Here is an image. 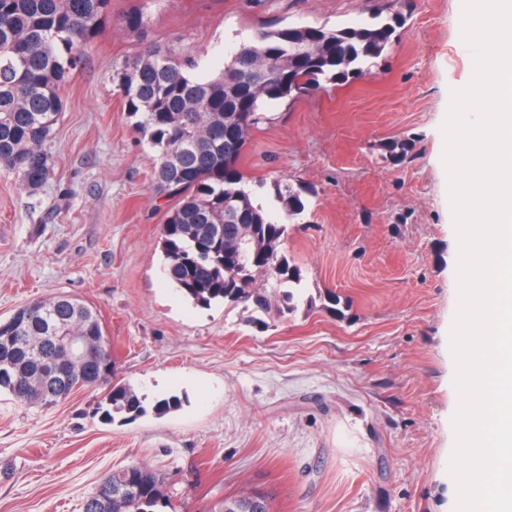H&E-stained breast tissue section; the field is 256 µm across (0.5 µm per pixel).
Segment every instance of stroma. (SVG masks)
<instances>
[{
  "instance_id": "35a3bbf8",
  "label": "stroma",
  "mask_w": 512,
  "mask_h": 512,
  "mask_svg": "<svg viewBox=\"0 0 512 512\" xmlns=\"http://www.w3.org/2000/svg\"><path fill=\"white\" fill-rule=\"evenodd\" d=\"M366 7L112 0L60 89L47 182L26 189L0 166V321L54 295L91 305L115 381L150 404L184 402L107 423L98 389L44 407L0 392V512H82L104 476L132 463L160 475L171 512H209L249 488L268 493L272 512H453L457 283L440 126L451 89L471 78L462 0H405L406 25L378 66L268 107L242 168L254 201L288 223L280 250L305 298L263 329L252 308L202 307L165 280L157 154L112 82L139 8L147 41L192 56L194 77L207 78L259 28L351 24ZM404 138L411 150L392 160L384 143ZM279 182L313 191L289 221L273 205Z\"/></svg>"
}]
</instances>
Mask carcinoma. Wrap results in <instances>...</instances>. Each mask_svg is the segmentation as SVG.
Returning a JSON list of instances; mask_svg holds the SVG:
<instances>
[{
  "instance_id": "cac0c4a2",
  "label": "carcinoma",
  "mask_w": 512,
  "mask_h": 512,
  "mask_svg": "<svg viewBox=\"0 0 512 512\" xmlns=\"http://www.w3.org/2000/svg\"><path fill=\"white\" fill-rule=\"evenodd\" d=\"M112 0H0V165L17 172L24 186L41 187L51 163L45 145L63 112L60 88L83 61L93 36L105 24ZM397 0L368 11L354 25L333 28L292 24L262 28L240 44L219 74L193 79L188 58L144 42L149 19L141 9L125 18L126 30L142 41L139 51L112 62V80L135 129L157 150L151 174L157 193L175 204L160 227L164 272L177 290L197 305L214 300L272 310L267 289L279 294L280 313L296 309L294 290L300 270L289 264L279 246L287 225L268 218L242 190L240 165L252 133L269 120L267 105L311 95L327 86L342 87L364 68L377 64L406 24ZM239 140L232 161H224L226 133ZM384 149L394 161L410 149L393 139ZM306 190L279 184L276 200L288 219L304 213ZM240 224L253 225L261 250L245 264L224 240ZM0 322V391L19 402L43 406L81 388L104 384V416L135 419L153 411L163 414L182 406L170 396L145 406L132 387L112 382V348L99 316L67 296L39 299ZM92 336L103 364L64 379L56 374V336ZM87 497L82 512H159V477L132 463L113 471ZM218 512H270L269 497L253 490L226 497Z\"/></svg>"
}]
</instances>
